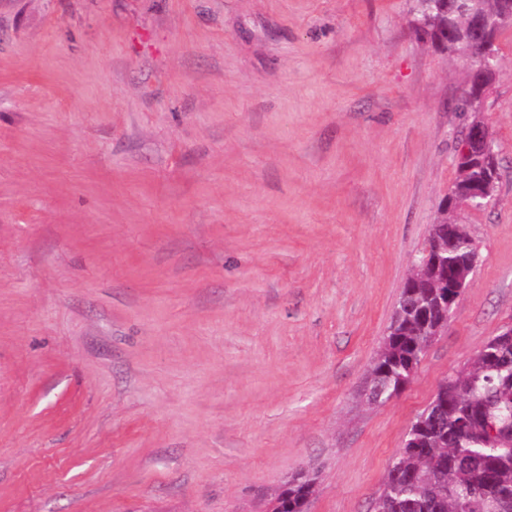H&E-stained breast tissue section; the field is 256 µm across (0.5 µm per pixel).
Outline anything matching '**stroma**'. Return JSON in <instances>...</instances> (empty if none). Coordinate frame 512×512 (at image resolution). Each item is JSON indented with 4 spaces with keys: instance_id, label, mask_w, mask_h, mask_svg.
I'll use <instances>...</instances> for the list:
<instances>
[{
    "instance_id": "35a3bbf8",
    "label": "stroma",
    "mask_w": 512,
    "mask_h": 512,
    "mask_svg": "<svg viewBox=\"0 0 512 512\" xmlns=\"http://www.w3.org/2000/svg\"><path fill=\"white\" fill-rule=\"evenodd\" d=\"M412 0H0V512H373L438 384L512 317L497 200L407 388L361 398L456 178L468 84ZM315 490L314 479L298 474L288 480V490L284 495L285 512H303L306 501Z\"/></svg>"
}]
</instances>
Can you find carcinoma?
Masks as SVG:
<instances>
[{
	"mask_svg": "<svg viewBox=\"0 0 512 512\" xmlns=\"http://www.w3.org/2000/svg\"><path fill=\"white\" fill-rule=\"evenodd\" d=\"M414 28L474 68L486 55L471 29L481 17L494 37L512 30L505 0H414ZM456 111L466 124L482 112L464 91ZM488 163L458 159L452 197L465 201L487 176ZM455 210L431 226L428 246L437 257L430 279L401 290L376 357L368 371L365 401L381 406L411 382L434 340L435 313L443 297L439 284L453 277L470 280L478 247ZM314 479L288 480L285 512H303ZM375 512H512V329H502L458 371L437 387L428 406L409 426L402 448L389 460Z\"/></svg>",
	"mask_w": 512,
	"mask_h": 512,
	"instance_id": "1",
	"label": "carcinoma"
}]
</instances>
